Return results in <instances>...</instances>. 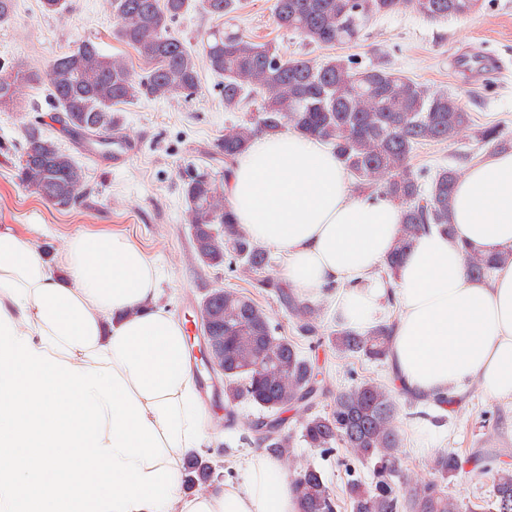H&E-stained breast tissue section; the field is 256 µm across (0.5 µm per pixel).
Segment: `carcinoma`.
I'll use <instances>...</instances> for the list:
<instances>
[{"label": "carcinoma", "instance_id": "1", "mask_svg": "<svg viewBox=\"0 0 512 512\" xmlns=\"http://www.w3.org/2000/svg\"><path fill=\"white\" fill-rule=\"evenodd\" d=\"M116 20L115 35L148 65L134 78L124 56L103 53L90 39L58 56L45 75L21 69L0 77V109L15 104L32 83H47L57 111L68 128L112 143L117 112L141 96L156 100L190 96L199 86V61L223 78L224 108L248 116L227 127L217 154L224 163L243 154L260 135L291 129L326 145L355 180L360 192L377 193L404 209L401 235L386 262L392 277L416 232L435 226L448 229V209L460 169L435 172L416 168L411 159L424 143L453 142L471 124L466 101L459 95L431 91L384 63L361 66L351 56L333 55L320 61L288 57L275 43L255 42L217 29L206 34L198 59L184 40L170 32L190 0H108ZM209 18L220 21L236 13L241 0H200ZM410 9L430 20L466 18L472 0H275L276 25L308 45L341 46L360 40L371 23L388 13ZM475 142L493 151L512 148L496 125L476 131ZM18 178L23 188L59 209L74 207L85 187V173L39 122L25 128ZM183 197L196 260L203 266L242 269L254 275L253 287L273 288L280 304L301 317L303 336L319 335L322 307L300 298L293 289L266 276L271 258L234 220L217 172L200 167L183 181ZM468 271L486 277L492 258L469 254ZM197 316L208 331L195 337L210 378L224 388L225 421L234 407L246 402L262 412L295 409L301 414L299 439L327 454L347 449L371 475L367 482L345 464L343 497L329 487L323 471L305 464L292 477L302 512H460L447 481L464 464L475 463L474 475L492 477L487 512H512V465L503 453L476 450L466 456L454 449L438 452L436 477L406 482L401 476L402 439L397 421L399 399L386 385L370 380L344 387L333 396L329 411H311L326 395L325 374L295 340L279 334L271 313L236 288H214L198 304ZM327 338L339 353L383 361L391 351L390 327L384 322L364 329L332 318ZM259 445L288 458L293 442L279 424H265ZM187 485L198 488L215 478L213 464L199 456L185 463Z\"/></svg>", "mask_w": 512, "mask_h": 512}]
</instances>
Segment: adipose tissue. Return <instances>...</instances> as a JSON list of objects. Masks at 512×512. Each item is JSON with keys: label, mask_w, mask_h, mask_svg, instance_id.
Here are the masks:
<instances>
[{"label": "adipose tissue", "mask_w": 512, "mask_h": 512, "mask_svg": "<svg viewBox=\"0 0 512 512\" xmlns=\"http://www.w3.org/2000/svg\"><path fill=\"white\" fill-rule=\"evenodd\" d=\"M224 195L242 230L286 257L300 296L337 289V311L359 330L398 306L389 357L398 389L432 399L442 415L473 385L512 402V150L468 165L448 211L451 233H417L392 278L381 272L401 206L353 193L320 141L290 130L255 138L225 172ZM470 253L497 259L490 277L467 274ZM0 309L35 350L114 368L162 437V465L182 470L200 452L205 419L184 327L162 301L154 263L128 237L73 234L52 263L27 235L0 229ZM173 494L164 512H301L282 460L262 451L241 482Z\"/></svg>", "instance_id": "ef3b65f1"}]
</instances>
